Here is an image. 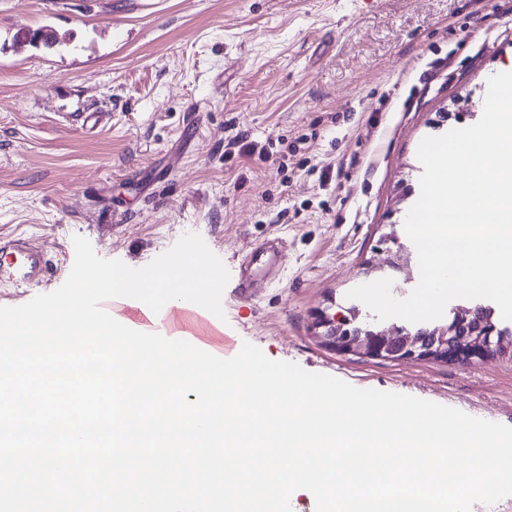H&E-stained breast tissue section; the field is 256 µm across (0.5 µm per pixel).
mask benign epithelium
I'll return each mask as SVG.
<instances>
[{"label": "benign epithelium", "mask_w": 512, "mask_h": 512, "mask_svg": "<svg viewBox=\"0 0 512 512\" xmlns=\"http://www.w3.org/2000/svg\"><path fill=\"white\" fill-rule=\"evenodd\" d=\"M482 324L480 313L475 308H460L445 327L420 328L412 333L404 328L387 331L377 325L367 324L358 329L352 338L334 342L337 350L345 353L363 354L376 358L395 361L431 358L435 360L484 359L502 350L504 337L487 333V340L478 347L469 346L452 354L447 352L446 343L436 346L433 336L457 335L459 342H465L467 336L479 332L476 325Z\"/></svg>", "instance_id": "obj_1"}]
</instances>
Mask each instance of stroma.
<instances>
[{
  "mask_svg": "<svg viewBox=\"0 0 512 512\" xmlns=\"http://www.w3.org/2000/svg\"><path fill=\"white\" fill-rule=\"evenodd\" d=\"M40 28L58 44L26 39ZM504 71L507 0H0V244L37 243L58 265L52 291L76 235L140 268L194 232L233 274L280 240L275 278L246 299L226 286L225 321L166 338L230 357L247 341L512 426L511 351L391 361L337 352L316 328L323 311L373 320L356 286H416L417 261L391 268L383 237L416 251L418 146L477 123ZM241 134L267 159L230 151Z\"/></svg>",
  "mask_w": 512,
  "mask_h": 512,
  "instance_id": "1",
  "label": "stroma"
}]
</instances>
